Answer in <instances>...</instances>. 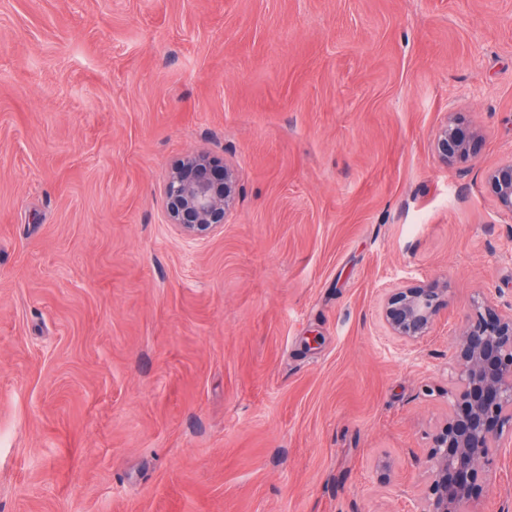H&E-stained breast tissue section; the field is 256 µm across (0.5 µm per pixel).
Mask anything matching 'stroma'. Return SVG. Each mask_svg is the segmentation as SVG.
I'll list each match as a JSON object with an SVG mask.
<instances>
[{
	"label": "stroma",
	"instance_id": "1",
	"mask_svg": "<svg viewBox=\"0 0 512 512\" xmlns=\"http://www.w3.org/2000/svg\"><path fill=\"white\" fill-rule=\"evenodd\" d=\"M196 151L238 195L188 241ZM510 158L512 0H0V512H408L457 331L512 298ZM407 284L448 289L414 346ZM478 482L512 502V453ZM481 141L482 135L475 126L450 115L435 132L433 152L447 167L465 165L475 157ZM238 194L235 169L197 152L176 161L167 173L163 200L169 224L188 239H204L222 228ZM483 184L498 212L512 219V158L488 170ZM447 293V288L424 284L393 288L379 317L390 336L404 344H418L429 336Z\"/></svg>",
	"mask_w": 512,
	"mask_h": 512
}]
</instances>
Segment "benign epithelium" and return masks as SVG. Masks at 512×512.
Segmentation results:
<instances>
[{
  "mask_svg": "<svg viewBox=\"0 0 512 512\" xmlns=\"http://www.w3.org/2000/svg\"><path fill=\"white\" fill-rule=\"evenodd\" d=\"M480 131L451 115L436 130L433 152L448 167L477 154ZM483 184L499 213L512 218V159L488 170ZM238 194L235 169L204 152L176 161L163 186L169 223L188 239H204L223 227ZM448 289L415 284L394 288L379 317L396 340L415 345L429 336ZM457 371L448 415L432 437L429 479L412 512H483L477 508L480 470L490 469L512 429V303L493 299L473 305L449 357Z\"/></svg>",
  "mask_w": 512,
  "mask_h": 512,
  "instance_id": "benign-epithelium-1",
  "label": "benign epithelium"
}]
</instances>
